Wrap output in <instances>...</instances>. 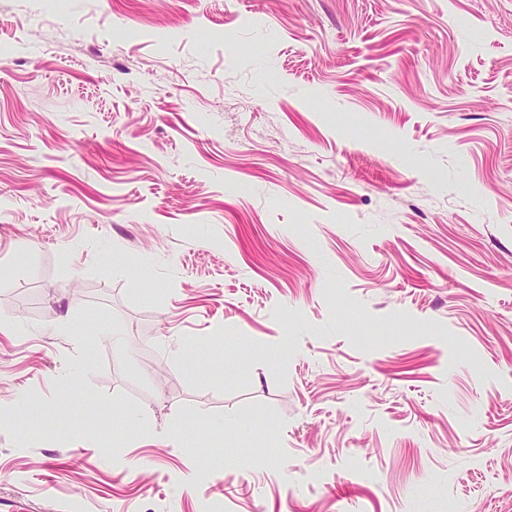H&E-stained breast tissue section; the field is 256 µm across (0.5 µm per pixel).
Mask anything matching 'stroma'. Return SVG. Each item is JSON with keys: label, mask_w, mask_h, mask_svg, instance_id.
Instances as JSON below:
<instances>
[{"label": "stroma", "mask_w": 512, "mask_h": 512, "mask_svg": "<svg viewBox=\"0 0 512 512\" xmlns=\"http://www.w3.org/2000/svg\"><path fill=\"white\" fill-rule=\"evenodd\" d=\"M1 410L18 512H512V0H0Z\"/></svg>", "instance_id": "1"}]
</instances>
